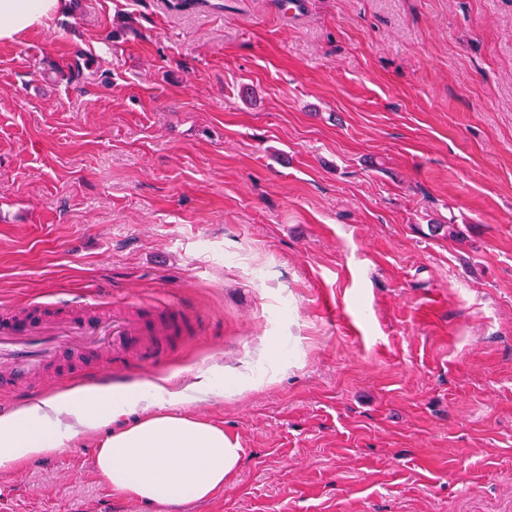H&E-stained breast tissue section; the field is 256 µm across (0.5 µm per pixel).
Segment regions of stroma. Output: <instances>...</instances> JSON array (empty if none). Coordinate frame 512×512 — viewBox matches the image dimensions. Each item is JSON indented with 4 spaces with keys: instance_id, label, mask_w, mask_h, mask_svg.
<instances>
[{
    "instance_id": "obj_1",
    "label": "stroma",
    "mask_w": 512,
    "mask_h": 512,
    "mask_svg": "<svg viewBox=\"0 0 512 512\" xmlns=\"http://www.w3.org/2000/svg\"><path fill=\"white\" fill-rule=\"evenodd\" d=\"M296 3L0 44V302H185L119 382H224L185 411L237 470L178 512H512V0ZM98 442L0 469V512H169Z\"/></svg>"
}]
</instances>
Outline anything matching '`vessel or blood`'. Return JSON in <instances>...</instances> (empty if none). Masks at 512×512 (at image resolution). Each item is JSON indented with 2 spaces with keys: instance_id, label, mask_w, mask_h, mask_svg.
<instances>
[{
  "instance_id": "vessel-or-blood-1",
  "label": "vessel or blood",
  "mask_w": 512,
  "mask_h": 512,
  "mask_svg": "<svg viewBox=\"0 0 512 512\" xmlns=\"http://www.w3.org/2000/svg\"><path fill=\"white\" fill-rule=\"evenodd\" d=\"M184 311L176 304L162 319L118 310L91 315L68 299L29 303L23 315L0 309V389L31 390L47 368L68 373L89 353L101 356L107 370L130 352L140 364H154L162 337L179 329Z\"/></svg>"
}]
</instances>
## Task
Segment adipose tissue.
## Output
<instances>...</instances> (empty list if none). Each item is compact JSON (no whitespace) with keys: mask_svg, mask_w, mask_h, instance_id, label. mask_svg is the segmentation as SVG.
<instances>
[{"mask_svg":"<svg viewBox=\"0 0 512 512\" xmlns=\"http://www.w3.org/2000/svg\"><path fill=\"white\" fill-rule=\"evenodd\" d=\"M67 0H0V44L47 27ZM190 397L154 382L129 390L71 387L0 414V469L57 453L79 434H102L98 475L112 490L163 505L209 499L235 472L240 450L223 427L181 412ZM142 409L139 420L120 425Z\"/></svg>","mask_w":512,"mask_h":512,"instance_id":"1","label":"adipose tissue"}]
</instances>
